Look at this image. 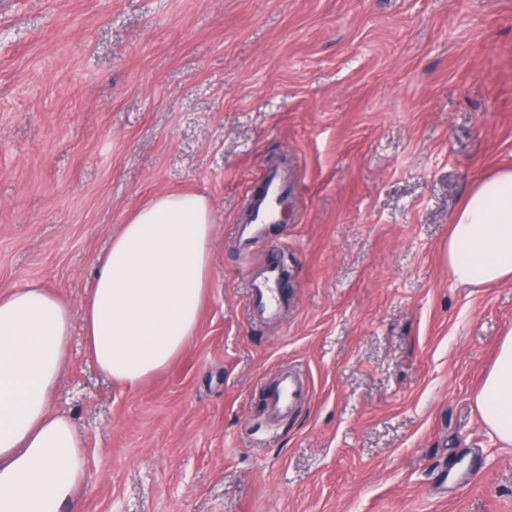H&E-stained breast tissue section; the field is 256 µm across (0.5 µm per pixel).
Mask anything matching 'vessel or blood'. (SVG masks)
<instances>
[{
  "instance_id": "obj_1",
  "label": "vessel or blood",
  "mask_w": 512,
  "mask_h": 512,
  "mask_svg": "<svg viewBox=\"0 0 512 512\" xmlns=\"http://www.w3.org/2000/svg\"><path fill=\"white\" fill-rule=\"evenodd\" d=\"M289 193L285 172L278 165L269 164L262 186L250 197L247 215L238 227L241 250H248L254 239L263 236L267 225L285 221ZM284 284V264L278 251H270L260 267L248 270V305L253 319L260 320L280 313L287 302ZM304 394L305 387L297 375H281L268 394L270 416L275 419L288 416Z\"/></svg>"
}]
</instances>
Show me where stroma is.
Instances as JSON below:
<instances>
[{"label": "stroma", "instance_id": "obj_1", "mask_svg": "<svg viewBox=\"0 0 512 512\" xmlns=\"http://www.w3.org/2000/svg\"><path fill=\"white\" fill-rule=\"evenodd\" d=\"M284 162L286 224L236 225ZM512 167V0H0V292L72 309L155 196L214 216L196 336L128 388L74 329L52 407L83 437L76 512H512V447L473 402L512 280L463 288L448 230ZM279 246L288 308L253 322ZM308 393L266 417L277 374Z\"/></svg>", "mask_w": 512, "mask_h": 512}]
</instances>
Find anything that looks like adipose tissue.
I'll return each instance as SVG.
<instances>
[{"instance_id": "adipose-tissue-1", "label": "adipose tissue", "mask_w": 512, "mask_h": 512, "mask_svg": "<svg viewBox=\"0 0 512 512\" xmlns=\"http://www.w3.org/2000/svg\"><path fill=\"white\" fill-rule=\"evenodd\" d=\"M212 234L205 197L163 194L113 235L80 310L36 282L0 293V512H72L86 452L52 400L74 327L115 382L134 387L166 368L197 332ZM448 274L469 287L512 280V168L467 194L448 235ZM473 400L488 433L512 447V331Z\"/></svg>"}]
</instances>
